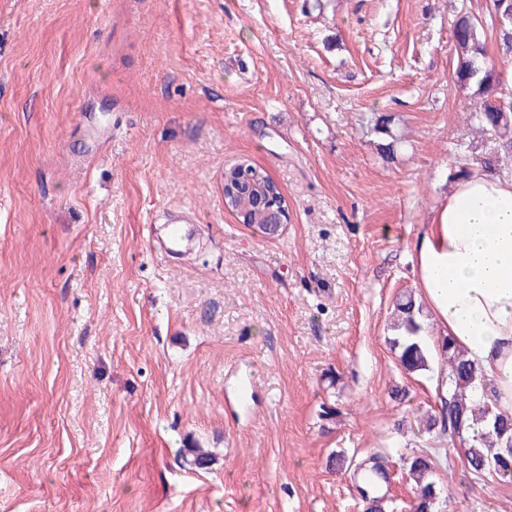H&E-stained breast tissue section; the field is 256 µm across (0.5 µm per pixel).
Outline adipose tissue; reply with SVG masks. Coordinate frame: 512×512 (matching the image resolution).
<instances>
[{
	"instance_id": "1",
	"label": "adipose tissue",
	"mask_w": 512,
	"mask_h": 512,
	"mask_svg": "<svg viewBox=\"0 0 512 512\" xmlns=\"http://www.w3.org/2000/svg\"><path fill=\"white\" fill-rule=\"evenodd\" d=\"M415 286L442 336L467 350L512 412V177L458 181L412 243Z\"/></svg>"
}]
</instances>
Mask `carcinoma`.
<instances>
[{
  "mask_svg": "<svg viewBox=\"0 0 512 512\" xmlns=\"http://www.w3.org/2000/svg\"><path fill=\"white\" fill-rule=\"evenodd\" d=\"M483 26L481 19L462 10L453 27L458 56L456 84L461 87L474 84L483 95L490 90L498 94L467 114V123L481 137V142L478 147L471 143L455 146L460 178L469 175L475 167L492 175H512L502 167L503 160L512 159V91L503 88L485 43L479 38ZM224 194L228 196V208L249 226L261 225L260 211L266 207L286 204L266 171L247 161L224 169ZM393 316L392 347L397 351L400 366L409 374L428 370L432 349L427 341L422 305L412 294L402 293L394 303ZM439 351L448 364V391L441 400L440 416L429 418L426 431L437 428L449 438L459 440L465 447V463L473 473L482 475L492 471L511 480L512 414L499 412L482 400L488 383L464 351L446 338L442 339ZM406 469L415 484L411 512H432L438 498L432 460L425 455H414L406 461ZM364 470L374 478L356 484L357 491L370 498L372 509L381 512L385 499L382 487L388 481V473L378 463H370Z\"/></svg>",
  "mask_w": 512,
  "mask_h": 512,
  "instance_id": "carcinoma-1",
  "label": "carcinoma"
}]
</instances>
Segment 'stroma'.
Returning a JSON list of instances; mask_svg holds the SVG:
<instances>
[{
    "mask_svg": "<svg viewBox=\"0 0 512 512\" xmlns=\"http://www.w3.org/2000/svg\"><path fill=\"white\" fill-rule=\"evenodd\" d=\"M312 2L0 0V512H365L375 456L408 512L416 454L435 512H512V481L422 430L444 363L390 345L483 101L453 20L493 0ZM243 159L279 237L224 206ZM169 211L195 213L190 253ZM406 469L415 484L411 511L431 512L438 498L432 460L425 455H414L406 461Z\"/></svg>",
    "mask_w": 512,
    "mask_h": 512,
    "instance_id": "35a3bbf8",
    "label": "stroma"
}]
</instances>
